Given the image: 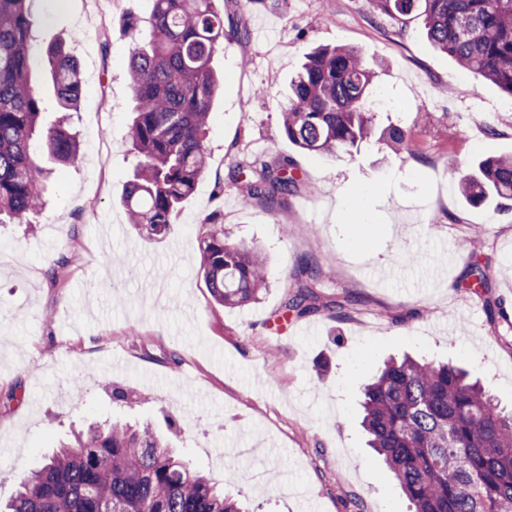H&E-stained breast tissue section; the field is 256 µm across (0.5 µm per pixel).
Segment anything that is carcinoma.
I'll list each match as a JSON object with an SVG mask.
<instances>
[{
	"instance_id": "obj_1",
	"label": "carcinoma",
	"mask_w": 512,
	"mask_h": 512,
	"mask_svg": "<svg viewBox=\"0 0 512 512\" xmlns=\"http://www.w3.org/2000/svg\"><path fill=\"white\" fill-rule=\"evenodd\" d=\"M32 0H0V224H28L41 206L42 149L60 164L79 154L64 122L41 123L43 101L32 84ZM402 24L423 19L436 48L461 69L512 97V0H374ZM137 36L128 61L135 103L129 137L137 164L122 196L130 222L149 239L171 230L196 183L207 174L205 138L211 103L220 88L212 66L224 43V15L214 0H152L150 16L129 11ZM58 104L77 108L84 84L77 61L62 46L46 50ZM374 72L357 51H311L288 86L283 132L300 150L338 155L375 134ZM380 138L395 151L411 150L393 125ZM283 161L251 168L242 203L270 208L298 191ZM473 204L490 198L512 210V157L482 161L459 183ZM202 268L213 299L226 307L260 299L267 288L259 251L224 238V225L207 219ZM304 282L285 297L298 317L345 316L358 299L323 300L314 285L325 272L300 267ZM362 424L369 446L383 457L414 512H512V413L500 411L479 381L447 363L410 357L387 361L363 393ZM0 512H243L207 477L173 455L151 428L91 424L60 444L42 467L17 481Z\"/></svg>"
}]
</instances>
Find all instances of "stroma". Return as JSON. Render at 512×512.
<instances>
[{
	"mask_svg": "<svg viewBox=\"0 0 512 512\" xmlns=\"http://www.w3.org/2000/svg\"><path fill=\"white\" fill-rule=\"evenodd\" d=\"M224 84L206 139L209 173L169 235L129 224L120 197L136 165L128 128L133 33L120 0H33L32 81L44 124L60 116L45 50L64 42L88 89L70 122L74 164H38L44 208L0 226V497L71 431L93 422H151L216 484L230 471L264 473L229 490L247 512H410L394 475L367 445L364 387L384 360H450L512 408V212L468 205L457 191L481 159L512 156V97L435 49L424 26L381 15L373 0H214ZM318 46L376 63L372 90L388 105L378 126L401 127L412 152L378 142L337 157L308 154L282 133L288 82ZM493 124L497 135H488ZM290 160L302 184L275 209L243 206L233 164ZM374 218L360 250L347 245L354 204ZM267 258L270 289L227 308L200 270L204 223ZM69 263L58 283L46 272ZM329 270L317 291L359 302L347 316L283 313L303 262ZM488 286L461 288L472 264ZM141 394L128 407L111 388Z\"/></svg>",
	"mask_w": 512,
	"mask_h": 512,
	"instance_id": "stroma-1",
	"label": "stroma"
}]
</instances>
